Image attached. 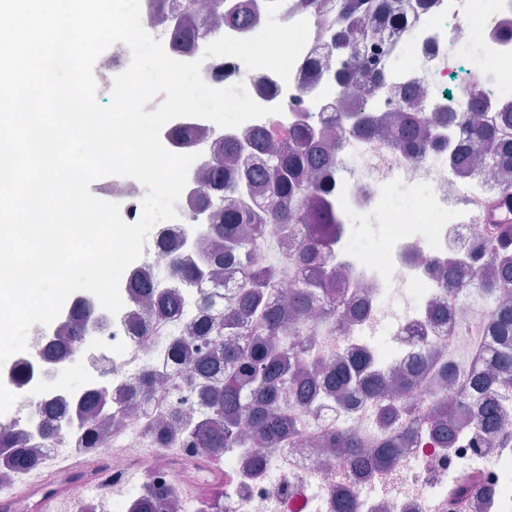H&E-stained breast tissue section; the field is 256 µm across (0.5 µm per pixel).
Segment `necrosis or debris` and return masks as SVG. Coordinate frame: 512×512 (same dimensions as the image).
<instances>
[{"instance_id": "4bbe7bcc", "label": "necrosis or debris", "mask_w": 512, "mask_h": 512, "mask_svg": "<svg viewBox=\"0 0 512 512\" xmlns=\"http://www.w3.org/2000/svg\"><path fill=\"white\" fill-rule=\"evenodd\" d=\"M388 2L398 21L386 24L380 45L384 62L371 68H350L348 56L332 51L340 31L336 8L319 17L306 0H283L273 15L267 0H224L225 10L236 11L244 3L250 13L247 25L225 24V36L253 37L271 16L285 25L308 21L309 37L289 79L267 69L248 70L232 57L205 58L200 45L178 51L184 61H201V76L210 87L243 81L255 102L271 110L278 105L282 111L235 128L197 117L176 119L165 128L171 152L192 153L196 159L176 205L177 218L152 228L141 257L121 277L122 309L110 313L90 293L72 297L50 325L33 327L27 351L0 380V399L7 406L0 428L7 430L14 447L34 450V469L65 456L94 458V471L83 475L59 469L60 499L79 505L93 495H108L98 476L106 469L180 492L177 512H191L185 488L220 464L234 474L224 486L221 512H454L448 481L466 466L477 480L476 489L462 497L466 512H512V374L497 384L507 395L498 407L506 416L500 430L488 435L469 424L452 447L443 448L427 428L417 427L389 463L372 465L363 475L319 448L317 439L331 430L362 439L374 424L360 413L342 414L331 405L320 416H305L303 435L287 448L219 453L179 441L171 448L133 451L146 438L142 412L132 398L142 378H166L147 396L158 414L187 415L199 410L200 401L181 382L183 368L169 352L182 334V322L149 320L144 300L134 299L129 285L162 270L170 290L205 295L223 306L224 271L208 265L201 248L214 210L202 205L198 188L214 155L225 146L241 147L250 167H259L252 138L272 127L309 125L336 133L335 162L323 177L332 187L337 224L317 267L344 270L338 288L350 299L354 314L324 331L315 359L333 362L366 355L371 369L383 374L423 364L427 371L410 399L425 410L443 397L434 376L450 361L448 344L458 326L476 317L471 293L478 283L454 275L444 279L440 272L452 261L472 270L483 265L473 258L471 245L484 239L485 227L455 200L464 193L482 195L486 178L450 163V153L466 137L458 122L436 128L438 146L413 153L402 151L387 130L415 107L408 93L417 85L424 91L417 106L424 113L490 114L505 108L499 90L512 82V0ZM470 40L477 41L480 58L467 65L456 48ZM345 68L353 74L346 86L336 79ZM357 101L379 133L344 120ZM419 187L425 190L420 216L385 206L391 191ZM186 263L204 266L197 283L182 282L178 269ZM449 302L453 317L435 316V309ZM77 362L84 379L75 387L67 369ZM100 393L111 401L115 417L99 430L96 444L80 443L78 411Z\"/></svg>"}]
</instances>
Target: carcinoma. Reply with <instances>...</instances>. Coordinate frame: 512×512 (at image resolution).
<instances>
[{"mask_svg":"<svg viewBox=\"0 0 512 512\" xmlns=\"http://www.w3.org/2000/svg\"><path fill=\"white\" fill-rule=\"evenodd\" d=\"M214 7L215 15L195 8L194 0L184 3L183 23L172 32L176 48L195 43L228 19L242 25L248 19L243 10L224 13L220 0H214ZM387 11L386 0H345L339 19L341 31L333 49L356 58L360 47L376 45ZM454 117L469 125V140L462 152L453 154V162L467 167L480 163L489 176L490 194L512 190V181L501 178L512 169V104L496 113L492 123L472 120L466 113L457 117L446 113L447 119ZM402 131L405 140L416 138L422 148L431 144L421 117ZM252 147L263 159L262 165L251 173V178L263 184L262 211L234 203L226 205L222 195L204 197L206 203L216 206L218 221L213 229L224 239V249L211 253L214 263L232 273L243 266L248 273L224 298L223 308L200 322L195 318L184 321V330L192 341L202 338L211 350L194 353L191 341L182 338L172 349V357L184 365L183 383L196 390L201 401L198 416L176 418L175 431L203 448H249L258 442L285 448L302 430L295 406L304 405L317 414L326 399L335 398L345 410H353L358 406L357 393L364 389L376 396L371 414L376 430L384 437L378 441L374 460L384 463L399 447L404 430L424 419L421 410L408 400L413 382H403L401 395L396 397L385 393L386 378L367 373L364 365L353 368L340 360L321 370L302 368V361L312 356L320 336L318 323L309 320V312L328 306L340 315L348 305L347 298L331 289L326 280L309 274L335 223L329 209L331 187L321 180V173L333 164L334 156L308 127L261 131L254 136ZM237 164V153L231 147L216 154L207 173L209 186L232 191ZM269 224L283 230L295 245L288 253V267L294 272L297 286L286 302L279 299L280 267L254 263ZM488 250L493 282L482 285L480 295L490 304V313L481 323L490 341V354L483 368L463 381L460 392L470 402L478 425L491 433L501 427L492 389L499 375L512 369V299L501 298L512 294V224L493 229ZM138 288L149 301L150 314L183 316L177 293L153 280L140 282ZM461 404L463 401L453 397L436 404L430 430L444 448L459 433L454 417ZM107 407L103 395L90 400L78 411L79 426L92 429L96 416ZM145 431L154 436L160 447H171L170 431L156 418L146 420ZM325 444L355 464H364L353 439L328 434ZM28 456L0 436V466L21 470ZM152 496V488H146L131 501L128 512H152ZM223 498L224 479L220 478L199 499L197 512H219Z\"/></svg>","mask_w":512,"mask_h":512,"instance_id":"obj_1","label":"carcinoma"}]
</instances>
